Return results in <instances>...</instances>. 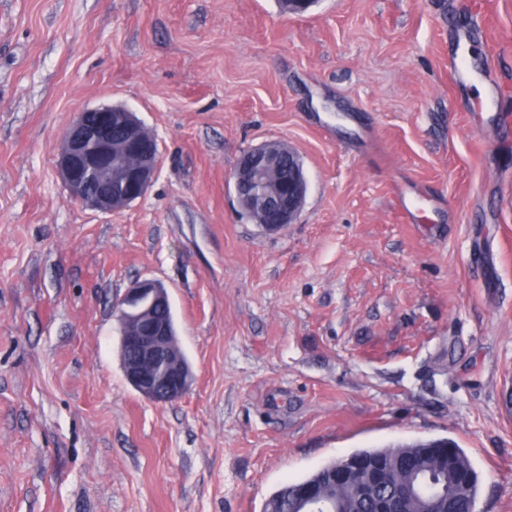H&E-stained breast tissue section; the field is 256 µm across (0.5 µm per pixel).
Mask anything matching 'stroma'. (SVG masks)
<instances>
[{
  "label": "stroma",
  "instance_id": "35a3bbf8",
  "mask_svg": "<svg viewBox=\"0 0 512 512\" xmlns=\"http://www.w3.org/2000/svg\"><path fill=\"white\" fill-rule=\"evenodd\" d=\"M472 2L0 0V512H263L354 450L436 438L475 512H512V125L481 108L484 73L512 87V0ZM102 103L159 148L112 213L56 170ZM272 140L309 181L277 232L231 182ZM145 278L194 375L171 403L122 368L115 307Z\"/></svg>",
  "mask_w": 512,
  "mask_h": 512
}]
</instances>
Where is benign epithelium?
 Segmentation results:
<instances>
[{"mask_svg":"<svg viewBox=\"0 0 512 512\" xmlns=\"http://www.w3.org/2000/svg\"><path fill=\"white\" fill-rule=\"evenodd\" d=\"M129 109L112 104L84 108L75 114L62 138L57 173L77 203L112 213L141 198L157 172L156 141ZM298 155L288 145L268 141L244 152L231 180L238 204L244 201L265 213L259 223L276 232L294 223L308 192ZM169 296L158 283L144 279L125 293L118 306L122 366L128 382L145 398L170 403L183 397L192 372L178 345L174 323L158 312L169 309ZM367 471L368 460L353 456L336 466V482H351ZM308 512L323 507V489L306 482L299 490Z\"/></svg>","mask_w":512,"mask_h":512,"instance_id":"benign-epithelium-1","label":"benign epithelium"}]
</instances>
